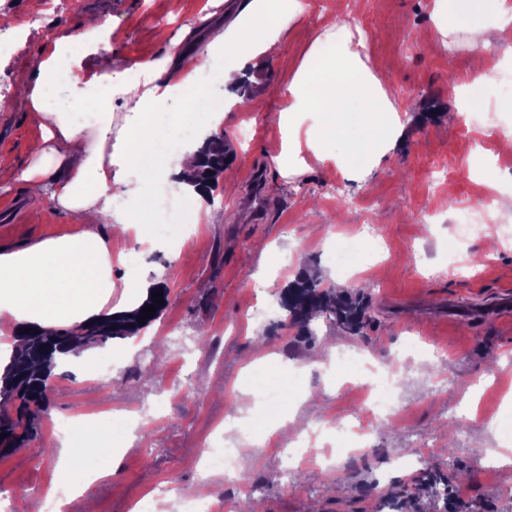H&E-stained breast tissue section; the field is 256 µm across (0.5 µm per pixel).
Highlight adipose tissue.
<instances>
[{
    "label": "adipose tissue",
    "instance_id": "ef3b65f1",
    "mask_svg": "<svg viewBox=\"0 0 512 512\" xmlns=\"http://www.w3.org/2000/svg\"><path fill=\"white\" fill-rule=\"evenodd\" d=\"M302 12L300 0H247L237 17L211 39L206 52L193 49L195 33L185 29L182 51L158 62L139 64V76L108 69L81 80L73 72L91 53H108L112 44L100 19L85 22L80 33L64 44V62L40 61L28 91L31 117L41 131L32 160L19 166L0 158V173L22 182L46 206L75 216L81 230L49 237L32 245L0 252V355L11 357L27 329L51 332L88 321L122 314L142 302L148 283L131 276L114 278V265H129L133 253L112 252V240L132 235L152 242L147 215L127 221L113 211V193L123 192L124 173H138L135 193L150 201L154 183L162 177L187 190L186 200L195 223L210 224L214 216L207 192L195 181L199 170L196 149L182 148L177 165L159 156L170 128L157 110L168 100L182 99L181 122L207 135H221L223 107L208 106L206 91L195 76L211 70L213 54L224 65L212 70L224 87L225 105L241 102V83L247 66L277 50L288 25ZM432 18L442 37L462 35L466 45L483 51L500 45L512 48V0H432ZM366 44L347 22L332 17L325 22L298 65L288 85V148L279 158L288 174L301 172L307 157L325 158L327 142L336 144V164L355 174H370L382 157L395 148L406 116L382 80L365 64ZM65 85L74 103H99L102 95L119 96L123 112L100 105L85 119L53 106L48 90ZM324 117L318 135L301 136L296 113ZM111 225L102 233L101 225ZM120 300H113L114 288ZM90 424L81 415L71 425L55 465L56 482L83 494L96 481L115 474L119 453L93 448Z\"/></svg>",
    "mask_w": 512,
    "mask_h": 512
}]
</instances>
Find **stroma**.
Wrapping results in <instances>:
<instances>
[{
  "label": "stroma",
  "mask_w": 512,
  "mask_h": 512,
  "mask_svg": "<svg viewBox=\"0 0 512 512\" xmlns=\"http://www.w3.org/2000/svg\"><path fill=\"white\" fill-rule=\"evenodd\" d=\"M48 2L0 0V17L22 26L18 45L0 55V152L21 162L40 131L17 88L34 81L38 62L78 33L87 15L112 24V53L87 56L89 72L160 60L199 17L231 18L223 0H181L175 17L166 0H71L60 10ZM431 2L301 0L278 56L254 70L244 103L224 114L235 160L210 199L219 223L191 228L153 214L156 243L137 256L133 272L161 281L167 305L136 336L133 357L125 356L122 339L97 347L98 362L116 359L111 374L55 369L54 390L36 420V443L46 454L37 460L19 448L0 456V490L26 496L28 512H47L35 490L55 480L61 441L52 428L81 412L92 395L112 405V443L122 456L113 480L91 485L86 498L75 499L78 507L90 499L96 512H131L156 485L172 482L194 492L206 481L217 505L245 492L258 512H385L383 497L409 480L393 468L392 455L424 445L433 473H466L461 489L472 512H504L512 465L496 467L486 457L512 448V238L490 224L484 234L464 239L457 225L485 188L495 187L499 204L512 194V154L499 151L497 140L475 125V110L449 98V80L472 77L474 53L462 41L442 44ZM333 14L364 40L366 65L388 76L410 120L401 142L365 177L330 159L310 161L305 173L287 177L277 159L285 144L291 64ZM243 126L253 129L245 141L237 136ZM439 162L447 166L446 178L434 171ZM338 185L372 203L370 214L342 203L334 193ZM1 211L7 214L0 221L1 248L81 230L18 184L0 192ZM368 220L378 236L367 241ZM261 243L269 253L258 251ZM301 273L362 291L374 317L364 336L345 335L321 319L313 323V340L292 329L271 336L268 322L251 319L254 306L278 309L284 288ZM159 345L168 357L157 372ZM396 352L410 360L395 392L404 417L387 421L377 411L367 418L368 448L357 460H292L291 436L332 417L348 421L360 382L374 378L360 354L379 366ZM262 358L273 359V366L246 376L247 365ZM263 394L279 400L288 437L272 436L261 447L242 444L237 474H227L216 457L201 476L193 464L196 441L235 410L249 413L252 428H259L268 418ZM156 404L164 407L161 425L137 439L124 432L125 407ZM493 417L504 420L502 429L488 428Z\"/></svg>",
  "instance_id": "1"
}]
</instances>
